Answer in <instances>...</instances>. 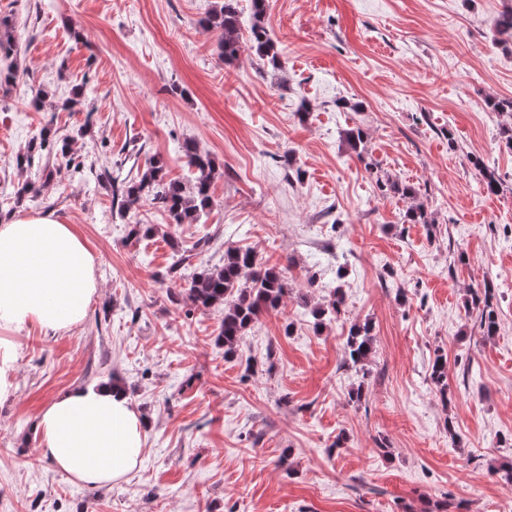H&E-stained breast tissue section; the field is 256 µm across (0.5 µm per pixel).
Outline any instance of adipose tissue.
<instances>
[{"label": "adipose tissue", "mask_w": 512, "mask_h": 512, "mask_svg": "<svg viewBox=\"0 0 512 512\" xmlns=\"http://www.w3.org/2000/svg\"><path fill=\"white\" fill-rule=\"evenodd\" d=\"M97 287L94 258L72 225L50 212L0 221V328L70 329ZM37 429L39 454L84 485L122 480L143 454L144 420L117 386L60 395Z\"/></svg>", "instance_id": "ef3b65f1"}]
</instances>
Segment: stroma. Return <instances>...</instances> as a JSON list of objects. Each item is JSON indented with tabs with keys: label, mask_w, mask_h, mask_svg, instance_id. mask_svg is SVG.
<instances>
[{
	"label": "stroma",
	"mask_w": 512,
	"mask_h": 512,
	"mask_svg": "<svg viewBox=\"0 0 512 512\" xmlns=\"http://www.w3.org/2000/svg\"><path fill=\"white\" fill-rule=\"evenodd\" d=\"M215 3L0 0L23 75L0 86V215L75 225L99 283L69 331H4L16 360L0 398V512H512V115L487 106L512 97V37L493 25L512 0H269L278 76L249 49L218 57L219 32L200 25ZM46 126L71 136L82 172L18 166ZM354 126L361 159L342 138ZM189 142L217 168L201 223L148 201L123 211L98 178L139 179L155 158L190 182ZM380 175L418 188L431 223L405 222L413 201L382 195ZM230 247L289 287L234 359L217 342L223 308L186 297L193 271L223 266ZM336 285L346 306L316 327L309 311ZM487 285L491 337L465 310ZM365 321L364 377L344 343ZM112 383L146 421L144 451L93 488L38 455L36 424L65 392Z\"/></svg>",
	"instance_id": "35a3bbf8"
}]
</instances>
